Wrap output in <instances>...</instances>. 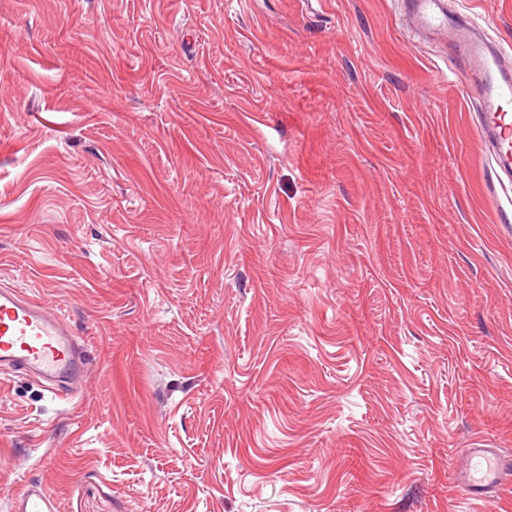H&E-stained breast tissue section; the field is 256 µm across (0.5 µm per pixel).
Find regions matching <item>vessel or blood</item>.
<instances>
[{
	"mask_svg": "<svg viewBox=\"0 0 512 512\" xmlns=\"http://www.w3.org/2000/svg\"><path fill=\"white\" fill-rule=\"evenodd\" d=\"M403 28L427 40L446 41L451 59L466 73L476 130L486 153L485 196L496 224L512 232V58L485 35L448 21L447 0H402ZM85 362L69 322L49 305L12 287H0V366L40 377L50 393H68L66 380ZM506 458L494 448H466L457 486L467 499L488 498L503 483ZM12 512H59L57 501L39 485H28L12 502Z\"/></svg>",
	"mask_w": 512,
	"mask_h": 512,
	"instance_id": "b4317fda",
	"label": "vessel or blood"
}]
</instances>
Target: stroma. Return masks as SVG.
<instances>
[{"label": "stroma", "mask_w": 512, "mask_h": 512, "mask_svg": "<svg viewBox=\"0 0 512 512\" xmlns=\"http://www.w3.org/2000/svg\"><path fill=\"white\" fill-rule=\"evenodd\" d=\"M512 50V0H455ZM397 0H0V285L86 350L0 379V512H512V236ZM457 470V486L467 499L485 500L496 493L507 475L509 461L496 448H464ZM13 512H58L57 501L40 485L30 484L12 502Z\"/></svg>", "instance_id": "stroma-1"}]
</instances>
